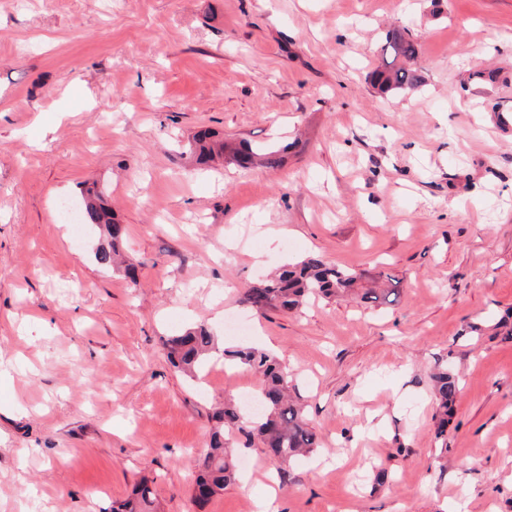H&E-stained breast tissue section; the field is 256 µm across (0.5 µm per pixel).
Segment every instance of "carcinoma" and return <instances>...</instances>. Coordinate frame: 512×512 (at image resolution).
<instances>
[{
	"label": "carcinoma",
	"mask_w": 512,
	"mask_h": 512,
	"mask_svg": "<svg viewBox=\"0 0 512 512\" xmlns=\"http://www.w3.org/2000/svg\"><path fill=\"white\" fill-rule=\"evenodd\" d=\"M418 55L417 47L408 30H392L386 33L382 46V64L369 76L374 89L390 94L417 89L421 76L410 63ZM208 132L196 134L189 144L201 164H207L224 155V146L214 147ZM230 160L241 168H249L260 162L270 168L279 166L277 152L258 154L246 142L230 150ZM85 219L97 224L105 234V240L96 249L95 260L104 269L120 264V244L124 234L121 225L112 221L105 194L101 190L87 189L82 194ZM362 275L310 256L298 264L283 268L278 274L249 289L243 297L245 303L258 311L268 309L291 310L304 299L320 297L332 299L350 294ZM377 284L362 294L365 301L393 303L400 281L388 273L372 276ZM166 357L179 373L193 379L214 353H221L225 361L246 368L262 377L259 402L264 412L256 417H246L237 404L226 402L215 410V426L209 435L207 451L198 464L192 482L193 503L205 507L224 486L238 479L233 456L229 451L230 436L239 433L247 444L263 446V452L271 463L288 464L295 457L320 447V439L309 425L305 406L291 395L288 368L272 353L253 346H226L214 331L205 324H197L169 337L165 343ZM438 406L437 436L443 437L448 421L453 416L459 392V375L440 365L432 373ZM111 512H158L152 489L142 482L126 499L113 503Z\"/></svg>",
	"instance_id": "carcinoma-1"
}]
</instances>
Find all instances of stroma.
Here are the masks:
<instances>
[{
  "label": "stroma",
  "mask_w": 512,
  "mask_h": 512,
  "mask_svg": "<svg viewBox=\"0 0 512 512\" xmlns=\"http://www.w3.org/2000/svg\"><path fill=\"white\" fill-rule=\"evenodd\" d=\"M403 27L422 84L378 94ZM510 100L512 0H0V512H103L144 481L197 512L213 409L261 382L170 368L163 337L195 323L275 351L320 438L273 512H512V340L468 330L512 310ZM202 129L283 162L200 167ZM92 184L135 278L61 214ZM311 254L394 275L396 302L244 303ZM232 444L240 479L206 512L264 496L270 462ZM431 381L434 386L438 406L437 436H444L448 421L453 416L454 405L459 392V375L448 366L439 365L432 373Z\"/></svg>",
  "instance_id": "stroma-1"
}]
</instances>
